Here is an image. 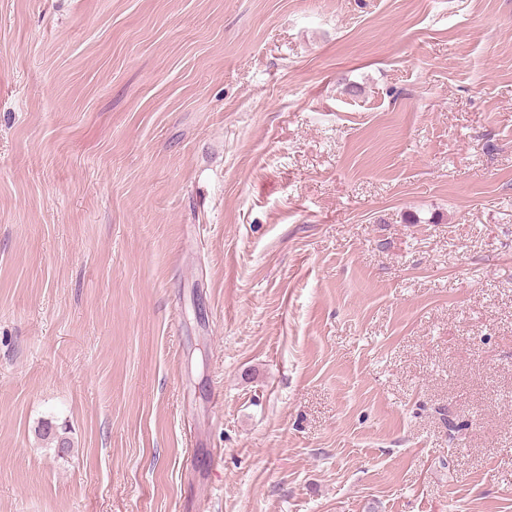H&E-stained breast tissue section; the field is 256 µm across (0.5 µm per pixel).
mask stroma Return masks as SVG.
Listing matches in <instances>:
<instances>
[{
    "label": "stroma",
    "mask_w": 512,
    "mask_h": 512,
    "mask_svg": "<svg viewBox=\"0 0 512 512\" xmlns=\"http://www.w3.org/2000/svg\"><path fill=\"white\" fill-rule=\"evenodd\" d=\"M0 512H512V0H0ZM38 435L41 439L47 440L58 448V452L65 453L71 448V442L66 434V428L59 427L53 421H42L38 426Z\"/></svg>",
    "instance_id": "stroma-1"
}]
</instances>
